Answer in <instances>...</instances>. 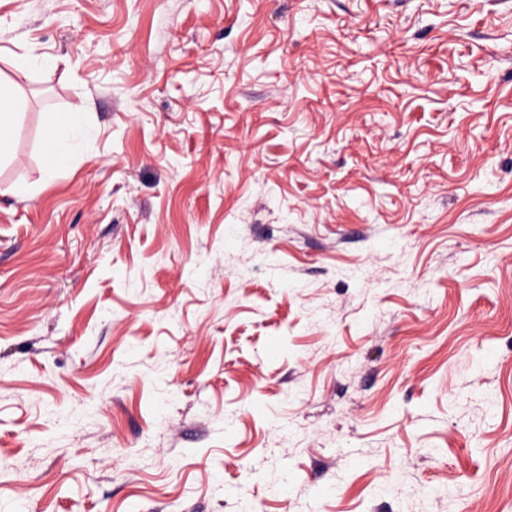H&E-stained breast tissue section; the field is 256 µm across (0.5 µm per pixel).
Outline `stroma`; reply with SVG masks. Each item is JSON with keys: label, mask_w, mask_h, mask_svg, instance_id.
<instances>
[{"label": "stroma", "mask_w": 512, "mask_h": 512, "mask_svg": "<svg viewBox=\"0 0 512 512\" xmlns=\"http://www.w3.org/2000/svg\"><path fill=\"white\" fill-rule=\"evenodd\" d=\"M0 81V512H512V0H0ZM17 114L15 89L10 84L0 83V161L10 158L12 153V129ZM81 129V113L58 114L48 112L44 116L45 139L50 144L51 161L48 173L65 168L70 160L73 141Z\"/></svg>", "instance_id": "obj_1"}]
</instances>
